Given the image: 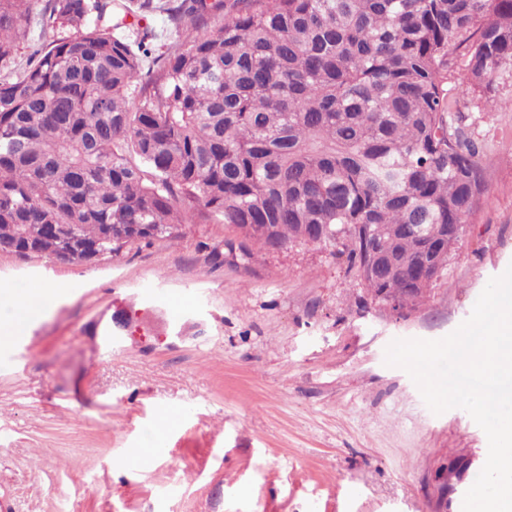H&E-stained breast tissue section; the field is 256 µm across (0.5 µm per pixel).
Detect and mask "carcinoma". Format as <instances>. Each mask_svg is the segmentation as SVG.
I'll list each match as a JSON object with an SVG mask.
<instances>
[{"label": "carcinoma", "instance_id": "1", "mask_svg": "<svg viewBox=\"0 0 512 512\" xmlns=\"http://www.w3.org/2000/svg\"><path fill=\"white\" fill-rule=\"evenodd\" d=\"M30 5L0 0V250L84 262L214 219L244 232V261L339 245L371 298L411 310L443 274L445 226L485 193L448 72L463 57L493 100L512 0H48L20 68ZM158 9L183 35L146 72L154 34L125 20ZM42 29V17L40 15L32 16L29 25L25 28L26 35L17 47L15 62L17 67L25 66L26 61L32 51V48L41 44L40 33Z\"/></svg>", "mask_w": 512, "mask_h": 512}]
</instances>
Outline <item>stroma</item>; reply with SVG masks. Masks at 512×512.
I'll list each match as a JSON object with an SVG mask.
<instances>
[{"instance_id":"stroma-1","label":"stroma","mask_w":512,"mask_h":512,"mask_svg":"<svg viewBox=\"0 0 512 512\" xmlns=\"http://www.w3.org/2000/svg\"><path fill=\"white\" fill-rule=\"evenodd\" d=\"M494 87L490 109L464 68L448 76V110L487 191L443 275L401 317L331 249L258 250L244 264L228 250L237 230L213 220L89 263L0 251L1 287H63L0 348V501L11 512H462L485 432L462 409L433 414L384 358L393 340L455 331L512 265V77ZM117 314L130 324L107 351Z\"/></svg>"}]
</instances>
